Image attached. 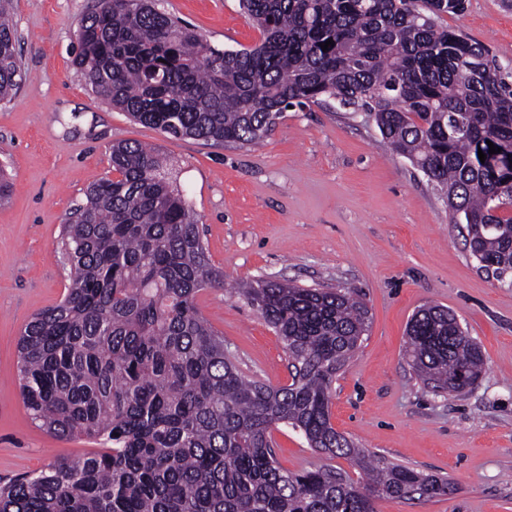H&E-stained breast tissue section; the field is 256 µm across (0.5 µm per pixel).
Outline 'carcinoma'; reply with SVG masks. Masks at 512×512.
<instances>
[{
	"mask_svg": "<svg viewBox=\"0 0 512 512\" xmlns=\"http://www.w3.org/2000/svg\"><path fill=\"white\" fill-rule=\"evenodd\" d=\"M239 6L262 35L252 48L203 42L159 0H98L79 24L73 65L112 107L175 139L253 147L290 106L333 99L363 112L447 200L470 255L496 280L512 278V74L439 24L467 0ZM18 41L11 0H0V101L22 80ZM108 153L110 173L60 231L66 293L17 341L31 420L100 450L0 480V512H375L379 497L454 491L445 476L356 447L331 422L336 374L369 331L359 295L278 279L236 289L281 338L291 382L245 377L197 307L199 292L225 287L224 271L166 155L128 141ZM406 335L409 364L432 389L459 394L477 382L481 349L448 308H420ZM278 426L350 460L360 479L282 468Z\"/></svg>",
	"mask_w": 512,
	"mask_h": 512,
	"instance_id": "obj_1",
	"label": "carcinoma"
}]
</instances>
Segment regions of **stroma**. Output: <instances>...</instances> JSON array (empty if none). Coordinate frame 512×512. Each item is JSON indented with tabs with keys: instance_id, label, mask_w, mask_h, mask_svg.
<instances>
[{
	"instance_id": "stroma-1",
	"label": "stroma",
	"mask_w": 512,
	"mask_h": 512,
	"mask_svg": "<svg viewBox=\"0 0 512 512\" xmlns=\"http://www.w3.org/2000/svg\"><path fill=\"white\" fill-rule=\"evenodd\" d=\"M97 0H13L23 80L0 102V165L11 189L0 201V478L93 451L30 419L18 382L17 339L31 317L56 305L69 283L57 246L61 226L109 169L117 141L154 145L171 159L211 261L229 286L286 279L356 292L370 328L333 384L331 422L359 447L457 485L432 499L375 500L376 512H512V287L481 272L449 222L440 194L392 154L364 113L328 101L284 112L256 148L171 139L96 96L72 64L80 19ZM208 44L261 40L238 0H164ZM443 24L481 43L512 70V7L468 0ZM426 304L452 310L480 345L484 370L463 394L424 385L405 355L406 326ZM197 306L241 373L287 384L288 356L242 298L199 293ZM280 465L332 464L289 428L272 433Z\"/></svg>"
}]
</instances>
